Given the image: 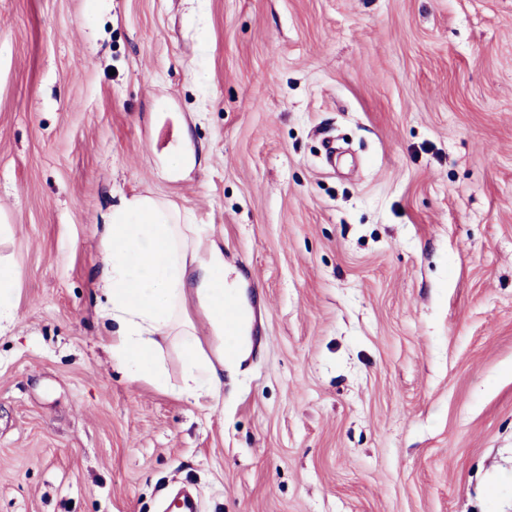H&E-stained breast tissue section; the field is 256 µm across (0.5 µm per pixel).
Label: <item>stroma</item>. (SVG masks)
<instances>
[{"mask_svg":"<svg viewBox=\"0 0 512 512\" xmlns=\"http://www.w3.org/2000/svg\"><path fill=\"white\" fill-rule=\"evenodd\" d=\"M131 194L263 300L218 400L105 347ZM1 219L0 512H512V0H0ZM21 268L14 261L0 259V322L14 314V293L21 279Z\"/></svg>","mask_w":512,"mask_h":512,"instance_id":"35a3bbf8","label":"stroma"}]
</instances>
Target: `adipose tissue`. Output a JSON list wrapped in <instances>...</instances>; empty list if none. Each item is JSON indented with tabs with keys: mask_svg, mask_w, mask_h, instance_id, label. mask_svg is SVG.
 Masks as SVG:
<instances>
[{
	"mask_svg": "<svg viewBox=\"0 0 512 512\" xmlns=\"http://www.w3.org/2000/svg\"><path fill=\"white\" fill-rule=\"evenodd\" d=\"M195 225L147 196L123 198L103 228L101 319L117 324L108 348L131 378L160 383L159 341L184 336L186 367L174 394L186 399L218 398L224 382L216 367L230 335L224 316V292L232 273L220 246L198 259ZM208 326L212 354L196 339L190 311Z\"/></svg>",
	"mask_w": 512,
	"mask_h": 512,
	"instance_id": "obj_1",
	"label": "adipose tissue"
}]
</instances>
